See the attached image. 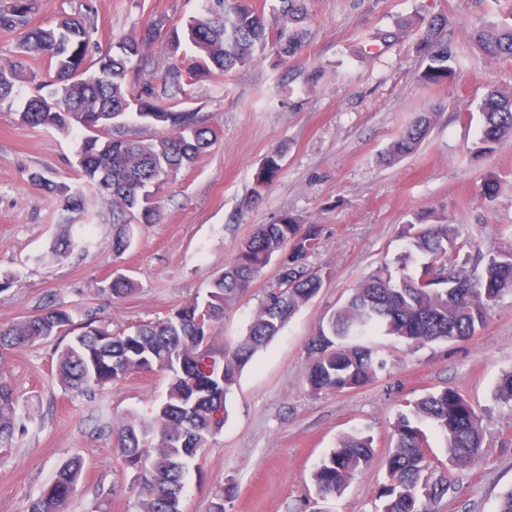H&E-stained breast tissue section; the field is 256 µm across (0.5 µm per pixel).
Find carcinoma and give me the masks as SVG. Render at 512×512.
Returning a JSON list of instances; mask_svg holds the SVG:
<instances>
[{
    "label": "carcinoma",
    "mask_w": 512,
    "mask_h": 512,
    "mask_svg": "<svg viewBox=\"0 0 512 512\" xmlns=\"http://www.w3.org/2000/svg\"><path fill=\"white\" fill-rule=\"evenodd\" d=\"M289 23L267 31L251 0H206L205 13L190 18L182 32H163L152 21L121 38L116 52L90 59V30L78 17H65L48 27H28L32 0H13L0 10V28L21 30L19 55L0 61V107L12 106L15 88L25 78L27 56L51 55V69L38 90L23 103L18 117L31 127L86 132L78 153L84 185H58L39 172L30 181L57 196L62 210L82 213L84 188L112 203V253L124 254L133 244V224L156 223V209L147 188L162 184L214 143L213 132L199 113L179 110L188 87L201 73L226 74L251 63L267 46L279 56L298 53L303 31L295 26L304 14L303 0H277ZM419 32L427 49L420 79L426 84L448 81V44L440 38L442 18L416 16L401 27ZM185 40L195 49L189 65L172 58L164 73L150 70L145 50L154 44ZM479 50L491 58L512 59V25L489 23L474 32ZM483 126L473 153L493 151L512 138V91L490 90L478 106ZM161 123L166 136L142 141L123 133L127 117ZM436 114L419 115L391 143L393 163L417 150ZM279 151L266 157L255 174L264 187L281 169ZM420 213L404 231L406 244L396 258V271L385 265L353 288L349 299L319 323L306 345L307 383L316 394L353 390L374 381L387 361L368 343L379 333L409 348L430 343L467 341L484 328L503 291L512 288V252L489 250L476 264L460 257L459 234L453 224L429 222ZM82 244L71 234L54 243L62 260ZM319 244L318 226L299 224L283 215L261 225L238 250L233 262L213 278L203 299L187 301L165 318L136 323L114 332L107 324L87 323L75 335L69 312L48 306L9 326H0V356L55 336L68 341L57 350L55 375L61 386L89 392L128 376L157 372L168 379L166 397L150 412L128 413L112 424L113 451L132 473L130 489L137 512H181L185 477L193 463L228 420L227 397L253 357L265 348L286 322L321 290L323 276L307 261ZM281 259L276 288L268 291L253 313L245 336L233 344L214 336L224 309L246 294L275 259ZM109 291L121 299L136 292L135 282L119 273ZM512 406V372L494 392ZM394 423V445L386 458L387 480L379 492V512H438V504L460 490L448 467H475L483 458L484 430L471 404L456 390L430 392L408 404ZM30 415L22 411L14 389L0 382V460L9 456L16 430ZM428 424L444 443L446 461L428 455ZM373 439L349 435L325 456L312 473L317 494L326 499L342 493L362 475L374 457ZM83 463L72 457L58 469L32 501L30 512H68Z\"/></svg>",
    "instance_id": "1"
}]
</instances>
